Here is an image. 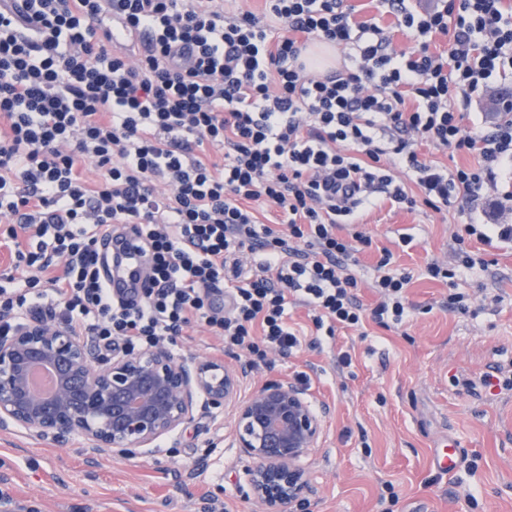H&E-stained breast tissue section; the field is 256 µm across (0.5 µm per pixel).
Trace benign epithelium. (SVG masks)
I'll use <instances>...</instances> for the list:
<instances>
[{"label": "benign epithelium", "instance_id": "benign-epithelium-1", "mask_svg": "<svg viewBox=\"0 0 512 512\" xmlns=\"http://www.w3.org/2000/svg\"><path fill=\"white\" fill-rule=\"evenodd\" d=\"M36 365L55 373L52 394L31 390ZM243 375L218 359H178L162 344L97 360L69 328L25 323L0 333V425L53 439L77 436L92 460L124 458L191 423L198 406L222 407L233 416L238 447L253 460V498L264 512H285L312 492L298 461L318 446L325 415L287 380L242 398Z\"/></svg>", "mask_w": 512, "mask_h": 512}]
</instances>
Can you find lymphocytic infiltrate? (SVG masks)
Listing matches in <instances>:
<instances>
[{"label":"lymphocytic infiltrate","instance_id":"lymphocytic-infiltrate-1","mask_svg":"<svg viewBox=\"0 0 512 512\" xmlns=\"http://www.w3.org/2000/svg\"><path fill=\"white\" fill-rule=\"evenodd\" d=\"M266 18H225L210 0H0V219L23 283L0 286V330L48 305L75 333L140 349L175 342L195 325L252 365L302 344L288 307L313 311L316 329L381 327L408 315L411 273L382 250L365 308L353 271L361 212L388 202L434 210L495 191L512 170V104L475 133L462 121L492 77L512 75V8L453 0L416 10L384 0L409 45L390 51L385 28L353 21L345 0H265ZM121 12L146 38L131 56L103 12ZM452 33L450 54L434 34ZM354 64L313 76L312 40ZM476 155L448 171L419 160L420 142ZM224 151L222 163L205 149ZM92 161L98 181L80 166ZM408 170L410 194L392 169ZM169 187L167 196L157 186ZM278 220H259V208ZM133 225L150 257L148 286L132 299L106 287L96 248ZM227 293L230 307L213 298Z\"/></svg>","mask_w":512,"mask_h":512}]
</instances>
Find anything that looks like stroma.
<instances>
[{"label": "stroma", "instance_id": "stroma-1", "mask_svg": "<svg viewBox=\"0 0 512 512\" xmlns=\"http://www.w3.org/2000/svg\"><path fill=\"white\" fill-rule=\"evenodd\" d=\"M465 215L417 204L364 211L361 228L374 247L359 254L363 304L379 248L412 274L408 320L385 329L315 332L305 306L288 309L304 332L300 348L270 351L266 364L223 349L205 328L186 330L173 354L218 358L245 370L242 394L272 379L306 390L326 408L325 437L300 461L314 493L303 512H512V390H489L488 372L512 375V242L476 240L467 251L484 268L456 266L453 236ZM456 269L454 281L427 273L430 264ZM462 292L468 309L452 312L448 295ZM349 355L350 366L339 365ZM456 442L460 468H436L437 453ZM251 460L237 447L233 421L221 409H201L177 433L130 458L88 462L78 440L43 439L0 427V503L19 512H263L250 493Z\"/></svg>", "mask_w": 512, "mask_h": 512}]
</instances>
